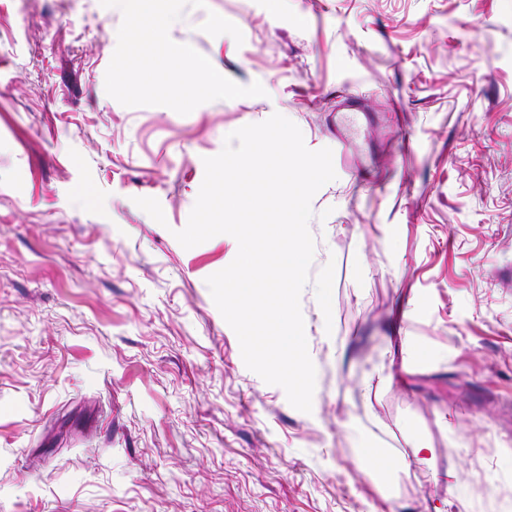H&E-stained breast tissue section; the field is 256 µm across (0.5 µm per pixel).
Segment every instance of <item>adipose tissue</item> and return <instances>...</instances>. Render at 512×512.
Wrapping results in <instances>:
<instances>
[{"label":"adipose tissue","instance_id":"obj_1","mask_svg":"<svg viewBox=\"0 0 512 512\" xmlns=\"http://www.w3.org/2000/svg\"><path fill=\"white\" fill-rule=\"evenodd\" d=\"M414 463L431 467L434 483H443L452 489L457 488L460 480L457 467L451 465L442 471L435 469L433 450L423 440L415 442L411 452L407 454L386 453L375 448H366L361 451L357 459L359 470L373 471L382 478L400 470L409 469Z\"/></svg>","mask_w":512,"mask_h":512}]
</instances>
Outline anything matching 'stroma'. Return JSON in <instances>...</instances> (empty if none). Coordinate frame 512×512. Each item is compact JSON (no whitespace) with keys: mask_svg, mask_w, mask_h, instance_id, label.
Instances as JSON below:
<instances>
[{"mask_svg":"<svg viewBox=\"0 0 512 512\" xmlns=\"http://www.w3.org/2000/svg\"><path fill=\"white\" fill-rule=\"evenodd\" d=\"M121 22L0 0V512H512V0H207L171 40L267 94L186 115L107 95ZM276 113L350 143L311 201L308 413L212 299L236 240L175 237ZM419 439L458 490L355 466Z\"/></svg>","mask_w":512,"mask_h":512,"instance_id":"stroma-1","label":"stroma"}]
</instances>
